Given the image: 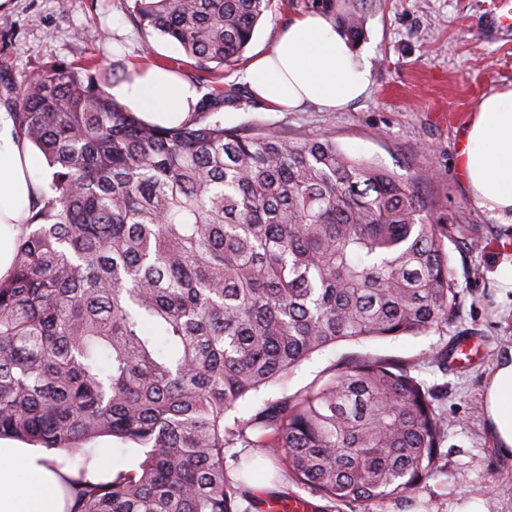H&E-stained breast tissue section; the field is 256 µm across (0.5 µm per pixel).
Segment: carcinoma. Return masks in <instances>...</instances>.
Masks as SVG:
<instances>
[{
  "label": "carcinoma",
  "mask_w": 512,
  "mask_h": 512,
  "mask_svg": "<svg viewBox=\"0 0 512 512\" xmlns=\"http://www.w3.org/2000/svg\"><path fill=\"white\" fill-rule=\"evenodd\" d=\"M269 8L133 0L132 13L210 72L238 60ZM363 23L340 18L352 39ZM110 83L87 59L8 88L50 177L0 278V437L77 473L66 512H242L250 491L224 453L238 444L330 503L408 501L445 440L415 365L344 358L292 394L288 378L339 342L448 324L456 228L429 220L419 182L327 136L224 127L222 90L162 128ZM102 436L141 455L88 482Z\"/></svg>",
  "instance_id": "1"
}]
</instances>
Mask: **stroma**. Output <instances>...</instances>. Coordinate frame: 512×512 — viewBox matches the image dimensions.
Returning a JSON list of instances; mask_svg holds the SVG:
<instances>
[{"label":"stroma","instance_id":"obj_1","mask_svg":"<svg viewBox=\"0 0 512 512\" xmlns=\"http://www.w3.org/2000/svg\"><path fill=\"white\" fill-rule=\"evenodd\" d=\"M130 4L8 0L0 9V65L18 79L51 63L85 58L119 73L176 59L179 75L206 93L205 72L178 43L145 34ZM315 10L313 0H272L241 60L219 72L230 93L219 112L225 127L267 129L292 140L331 136L346 154L401 179L424 176L422 189L436 218L461 228L447 245L458 304L446 326L417 337L337 343L315 353L288 381L289 391H297L351 354L406 360L434 392L444 418L440 470L419 484L411 503L356 502L337 505L335 512H455L470 499L482 500L486 512H512V456L498 450L483 410L494 364L512 347V291L493 277L501 264L512 263V223L480 209L459 170L464 124L484 96L512 88V24L497 23L499 0H378L353 43L371 65L367 95L341 112L313 105L272 111L253 98L240 73L271 49L288 21ZM463 342L480 343L481 355L462 366L436 363L437 353Z\"/></svg>","mask_w":512,"mask_h":512}]
</instances>
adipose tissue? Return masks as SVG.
<instances>
[{
    "label": "adipose tissue",
    "instance_id": "obj_1",
    "mask_svg": "<svg viewBox=\"0 0 512 512\" xmlns=\"http://www.w3.org/2000/svg\"><path fill=\"white\" fill-rule=\"evenodd\" d=\"M270 109L312 103L339 111L371 84V67L356 55L332 16L311 13L281 28L273 48L240 75ZM109 94L145 122L173 126L197 110L195 87L168 67L149 66L113 84ZM460 169L471 199L500 223L512 221V89L483 97L462 133ZM29 141L20 139L12 113L0 109V277L10 273L47 178ZM487 425L498 449L512 456V348L499 357L484 394ZM45 452L0 446V512H64L61 480Z\"/></svg>",
    "mask_w": 512,
    "mask_h": 512
}]
</instances>
